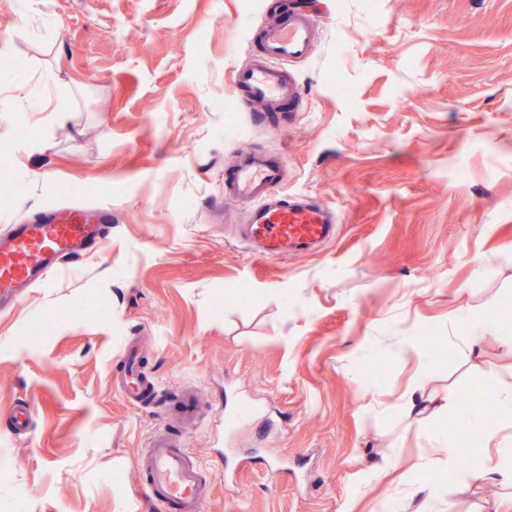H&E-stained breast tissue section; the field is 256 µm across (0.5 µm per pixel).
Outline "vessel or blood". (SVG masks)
Returning a JSON list of instances; mask_svg holds the SVG:
<instances>
[{"label":"vessel or blood","mask_w":512,"mask_h":512,"mask_svg":"<svg viewBox=\"0 0 512 512\" xmlns=\"http://www.w3.org/2000/svg\"><path fill=\"white\" fill-rule=\"evenodd\" d=\"M316 13L289 8L286 15L255 34L259 48L234 73L242 103L272 109L292 108L303 99L302 83L287 65L310 58L316 39ZM282 157L245 152L224 175V198L244 200L252 208L235 238L263 258L311 254L336 239V214L325 203L282 189ZM104 245L101 225L81 205H64L45 219L15 224L0 239V298L21 300L25 288L58 275L67 265ZM126 365L113 387L128 404L142 405L154 382L139 367V344L124 346ZM146 498L158 512H201L207 494L199 465L185 441L173 436L167 421L159 425L135 457Z\"/></svg>","instance_id":"obj_1"}]
</instances>
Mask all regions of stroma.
<instances>
[{
    "label": "stroma",
    "mask_w": 512,
    "mask_h": 512,
    "mask_svg": "<svg viewBox=\"0 0 512 512\" xmlns=\"http://www.w3.org/2000/svg\"><path fill=\"white\" fill-rule=\"evenodd\" d=\"M303 3L320 24L303 103L256 126L232 74L267 0H0V237L56 202L112 211L102 252L0 312V512H155L132 462L189 390L208 409L187 442L202 512H512L511 484L444 478L452 457L498 465L512 426L406 410L512 368L500 340L454 339L460 308L512 301V0ZM241 148L285 158L284 189L335 210L334 243L264 261L233 241ZM137 336L157 339L146 407L112 388ZM242 398L256 416L225 428ZM18 404L33 422L12 436Z\"/></svg>",
    "instance_id": "obj_1"
}]
</instances>
